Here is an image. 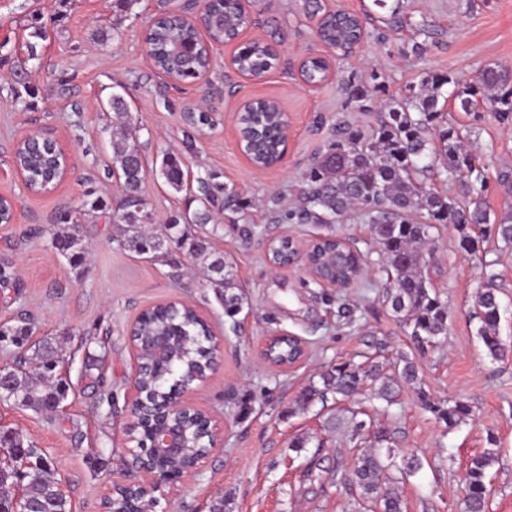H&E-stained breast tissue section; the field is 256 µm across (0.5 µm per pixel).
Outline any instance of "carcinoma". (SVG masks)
<instances>
[{
    "mask_svg": "<svg viewBox=\"0 0 512 512\" xmlns=\"http://www.w3.org/2000/svg\"><path fill=\"white\" fill-rule=\"evenodd\" d=\"M303 11L310 18L323 17L319 38L326 44L350 45L367 35V18L330 16L326 14L324 0H303ZM181 30L183 27L178 23L164 17L151 29L156 66L178 79L183 78L187 62L172 54L170 36ZM237 30V13L226 9L224 21L211 26L209 35L214 41L230 42L237 36ZM237 64L245 72L261 76L270 69L271 57L265 45L253 44L238 56ZM446 85L453 86L452 99L461 111L477 114L482 104L498 121L512 122V74L507 69L496 63L488 65L475 83H462L443 72L429 74L418 87H409L408 93L380 100L379 123L371 133L365 134L345 123L337 124L327 149L303 175L305 188L299 205L284 214L285 220L297 224L342 223L357 214L369 224L386 276L385 301L421 348L448 334V304L435 291L429 274V245L434 241L437 225H455L460 234L459 247L468 253L476 251L475 229L494 233L506 244L512 243V216L491 219L481 192L474 191L472 182L482 184L485 177L467 146L471 129L449 121L439 106ZM346 90L353 101L364 103L374 100L378 86L348 83ZM110 108L119 121V130L112 136L108 172L124 176V199L117 215L119 221L127 224V233L117 240V246L139 255L156 254L167 244L187 249L201 258L203 273L215 288L218 301L224 304V315L235 317L242 309L243 296L236 292L233 259L209 251L204 237L191 230L193 224L210 221L209 210L195 212L183 224L178 218L172 219L155 238L140 231L142 225L152 221L145 203L139 200L146 179L142 145L135 126L128 120L124 97L113 96ZM278 123L279 114L272 104L257 106L246 115L244 135L250 141L251 158L259 166L273 164L283 150ZM22 166L36 187H41L48 159L30 156ZM159 175L174 191L186 189V175L178 157L164 154ZM450 178L462 181L469 200L461 203L428 185L433 179ZM221 190L224 208L236 205L234 189L200 182L199 192L207 201ZM60 221L52 240L58 251L61 245L76 239L72 228L77 219L65 212ZM366 258L360 249H348L330 238L318 241L310 254L315 267L338 281L350 280L355 261ZM493 280L494 276H489L486 287L478 291L473 316L479 322L477 335L486 354L498 361L505 357V349L498 332L499 298ZM135 330L144 338L172 332L181 336L182 343L172 351L170 370L157 372L150 381L151 388L158 393L166 394L171 382L207 369V326L193 310L171 304L156 306L144 313ZM13 332L21 339V346L14 366L10 367L12 384L0 392V399L18 409L43 414L50 403L62 401L67 395L65 386L50 382L54 367L59 364L58 353L43 339L31 342L30 323L14 327ZM272 356L277 362L293 363L301 356V350L282 343L275 346ZM320 380L321 384L312 382L300 392L295 405L288 409L289 414L307 409L315 399L329 393L349 398L367 385L371 386L372 398L385 403L387 408L396 403L402 386L417 388L425 408L449 427L471 414V406L463 400L446 402L431 398L422 389L418 366L403 354L393 363L387 359H372L366 365L338 363ZM325 426L331 432L346 428L351 438L362 443L353 468L343 476V483L358 492L354 499L358 512H406L405 503L389 484L416 476L423 469L421 458L408 453L400 462H394L387 431L374 430L354 415L345 419L333 413ZM488 443L490 447L466 466L462 512H486L488 471L496 461V438L491 434ZM0 448L17 459L20 508L28 510L35 503H44L53 512H70L69 501L59 489L45 455L33 442L3 438Z\"/></svg>",
    "mask_w": 512,
    "mask_h": 512,
    "instance_id": "cac0c4a2",
    "label": "carcinoma"
}]
</instances>
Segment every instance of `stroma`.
<instances>
[{
	"instance_id": "obj_1",
	"label": "stroma",
	"mask_w": 512,
	"mask_h": 512,
	"mask_svg": "<svg viewBox=\"0 0 512 512\" xmlns=\"http://www.w3.org/2000/svg\"><path fill=\"white\" fill-rule=\"evenodd\" d=\"M184 0H0V192L12 195L14 223L0 224V322L31 321L35 338L57 348L56 377L68 395L55 415H37L0 403V425L47 450L71 512H103L114 484L123 478L122 438L131 393L133 354L128 325L149 306L174 300L193 304L224 338L223 361L204 386L189 392L198 407L222 417L224 439L201 476L177 491L161 489L157 512H354L337 467L356 454L347 434L324 432L322 420L341 409L367 413L388 431L396 454L417 452L421 473L396 483L407 512H461V476L473 455L495 436L497 461L489 471L487 512H512V359L489 358L471 318L476 293L494 282L500 300L499 333L512 350V245L482 237L477 251L458 246V232L439 227L433 244L431 277L448 304V334L433 348L414 350L383 296L385 276L375 260L349 287L322 288L300 266L274 272L265 259L269 237L287 233L306 244L334 233L356 240L370 252L367 224H277L278 207L292 206L302 175L323 151L337 122L364 129L375 110L359 109L345 90L347 81L372 86L382 79L397 94L426 73L446 72L461 82L477 79L491 63L512 67V0H401L397 22L374 0H325L327 8L376 22L355 51L335 62L333 76L316 90L300 79L304 59L328 53L316 36L315 20L302 0H253L252 34L275 50L274 68L260 82L242 81L218 53L207 84L177 91L148 63L142 37L152 20ZM121 94L138 128L147 167L166 153L180 156L191 181L233 186L238 210L223 200L211 208L212 221L197 230L210 250L230 255L244 295L241 312L227 318L215 291L188 251L148 259L118 248L121 223H105L91 203L115 206L121 192L104 169L111 159L114 122L107 101ZM248 96L277 100L291 127L282 167L252 169L237 150L228 119ZM207 104L215 127H196L185 115ZM450 118L472 125L485 165L484 201L495 215L512 211V125L492 114L471 122L454 102ZM41 128L62 135L71 152V173L53 193L32 194L12 176L11 157L19 134ZM198 193L173 192L148 174L142 198L157 225L198 208ZM74 212L86 259L71 267L52 245L58 217ZM351 318H344L343 309ZM284 330L302 339L305 354L285 369L266 365L258 346L264 336ZM378 339L388 358L411 354L424 389L436 399L460 398L473 414L446 428L426 411L416 389L404 387L398 405L378 411L368 392L338 401L314 400L307 411L289 414L309 382L331 365L360 360L369 339ZM252 394L248 414L236 405ZM307 439L294 452V438Z\"/></svg>"
}]
</instances>
